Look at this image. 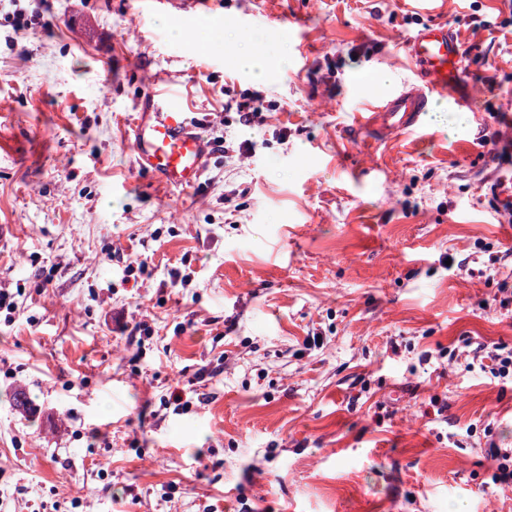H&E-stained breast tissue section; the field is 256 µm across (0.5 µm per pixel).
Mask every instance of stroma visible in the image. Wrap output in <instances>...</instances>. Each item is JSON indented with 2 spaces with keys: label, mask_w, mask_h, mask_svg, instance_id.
Returning <instances> with one entry per match:
<instances>
[{
  "label": "stroma",
  "mask_w": 512,
  "mask_h": 512,
  "mask_svg": "<svg viewBox=\"0 0 512 512\" xmlns=\"http://www.w3.org/2000/svg\"><path fill=\"white\" fill-rule=\"evenodd\" d=\"M418 3L0 0V512H512L485 454L512 449L487 358L512 354V215L487 204L512 0ZM432 20L472 107L354 135ZM159 87L251 149L157 186L128 130ZM245 98L259 129L225 108Z\"/></svg>",
  "instance_id": "obj_1"
}]
</instances>
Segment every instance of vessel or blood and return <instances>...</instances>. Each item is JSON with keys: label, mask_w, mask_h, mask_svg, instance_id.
Masks as SVG:
<instances>
[{"label": "vessel or blood", "mask_w": 512, "mask_h": 512, "mask_svg": "<svg viewBox=\"0 0 512 512\" xmlns=\"http://www.w3.org/2000/svg\"><path fill=\"white\" fill-rule=\"evenodd\" d=\"M406 49L417 85L395 89L371 111L356 113V127L373 126L387 136L417 132L427 125L431 103L469 105V98L456 92L463 73L464 47L447 24L430 23L418 29ZM130 147L136 170L180 192L198 186L212 152L194 112L169 93L156 91L148 92L139 103L131 123Z\"/></svg>", "instance_id": "b4317fda"}]
</instances>
